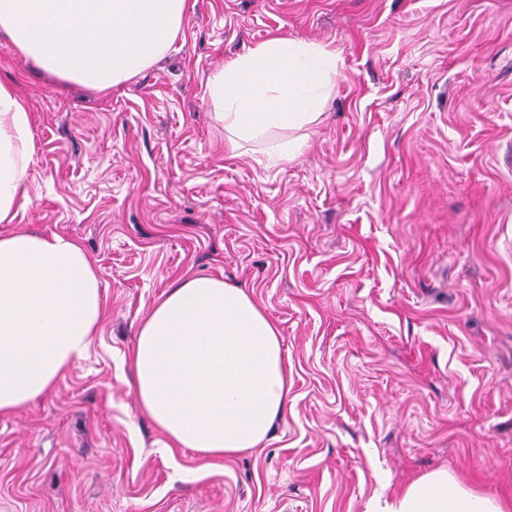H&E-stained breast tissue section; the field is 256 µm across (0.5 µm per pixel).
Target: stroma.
<instances>
[{"mask_svg":"<svg viewBox=\"0 0 512 512\" xmlns=\"http://www.w3.org/2000/svg\"><path fill=\"white\" fill-rule=\"evenodd\" d=\"M276 35L341 62L295 159L224 148L206 84ZM32 113L31 203L0 233L77 239L105 315L54 388L0 415V512H365L443 468L512 497V0H188L152 67L95 92L0 36ZM246 288L290 408L258 448L166 447L126 359L167 285Z\"/></svg>","mask_w":512,"mask_h":512,"instance_id":"1","label":"stroma"}]
</instances>
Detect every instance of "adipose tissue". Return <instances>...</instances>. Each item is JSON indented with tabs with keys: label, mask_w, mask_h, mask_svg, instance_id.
I'll return each instance as SVG.
<instances>
[{
	"label": "adipose tissue",
	"mask_w": 512,
	"mask_h": 512,
	"mask_svg": "<svg viewBox=\"0 0 512 512\" xmlns=\"http://www.w3.org/2000/svg\"><path fill=\"white\" fill-rule=\"evenodd\" d=\"M187 0H0V33L37 67L97 92L150 68L179 35ZM339 58L325 46L274 37L227 61L208 97L230 149L291 131L263 167L292 159L296 133L318 122ZM32 114L0 83V224L31 201ZM100 269L76 239L0 235V414L43 396L86 357L103 316ZM142 411L169 447L224 459L258 447L288 412V365L277 327L246 289L212 276L172 282L142 323L129 358ZM366 512H512L448 470L411 481Z\"/></svg>",
	"instance_id": "adipose-tissue-1"
}]
</instances>
